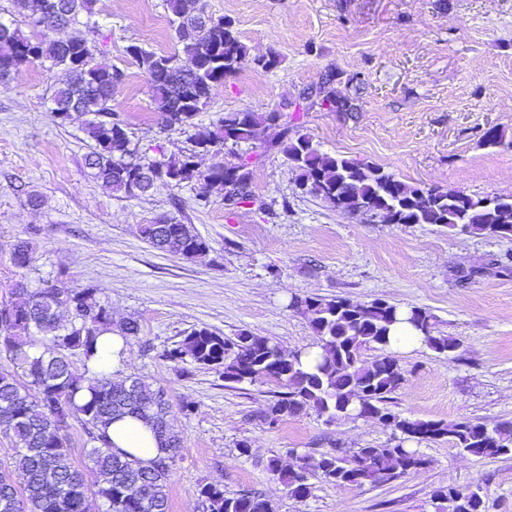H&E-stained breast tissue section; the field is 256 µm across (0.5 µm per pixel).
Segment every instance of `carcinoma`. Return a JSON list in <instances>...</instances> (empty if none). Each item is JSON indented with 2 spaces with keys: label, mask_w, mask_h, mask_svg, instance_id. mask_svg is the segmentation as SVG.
I'll return each instance as SVG.
<instances>
[{
  "label": "carcinoma",
  "mask_w": 512,
  "mask_h": 512,
  "mask_svg": "<svg viewBox=\"0 0 512 512\" xmlns=\"http://www.w3.org/2000/svg\"><path fill=\"white\" fill-rule=\"evenodd\" d=\"M94 2L11 0L12 18L0 20V87H8L16 74L36 62L62 71L66 80L51 95L50 116L60 124L66 121L61 116L65 109L92 116L84 128L94 142L86 164L91 177L116 194L138 197L161 185L202 180L207 188L202 202L207 204L212 197L224 199V178L231 176L239 185V200L226 211L233 214L253 202L248 190L253 161L238 148L263 143L277 110L225 113L196 140L201 152L221 157L205 171L197 167L195 151L159 159L138 156L126 125L112 108V89L123 81V72L97 64L94 45L68 33L81 14L89 31H98ZM165 2L180 50L157 54L132 44L127 52L147 74L163 126L184 129L194 124L224 79L237 71L247 48L232 23L222 17L200 27L204 0ZM16 15L41 29V37L25 36L15 23ZM322 103L338 112L353 109L347 96L327 93ZM281 128L279 146L299 171L298 186L340 211H380L392 224H431L468 234L512 237V195L490 205L486 197L455 189L410 185L379 166L321 151L309 135L300 133L293 117ZM226 153L234 161L222 160ZM140 232L155 249L185 260H202L210 250L190 225L168 214L142 225ZM10 255L19 269L30 268L34 261L33 247L25 241L14 244ZM291 307L308 320L318 338L322 354L312 364L305 360L308 352L286 354L263 336L244 332L228 337L206 328L190 332L163 353L175 364L189 360L212 369L227 383L277 382L283 391L259 415L269 426L309 410L328 422L351 419L363 410L398 434L393 446L359 448L345 455L327 452L318 458L300 455L286 472L271 460L269 471L288 486L291 497L308 498L309 476L315 474L352 487L395 480L424 464L417 451L404 446L409 439L446 437L470 455H512V422L490 427L473 420H418L389 408L391 395L405 380L398 359L388 353L395 324H410L422 335L423 345L438 354L450 355L459 347L455 339L436 330L426 310L382 300L362 304L312 296L295 299ZM112 332L127 344L139 338L140 324L135 319L114 323L110 307L91 286L72 288L46 281L30 288L19 282L10 300L0 304V357L13 364V370L0 371V431L16 443L12 465L0 469V512H86L90 495L107 505V512H169L168 480L181 444L169 424L164 389L142 377L116 383L110 374H91L87 368L78 374L72 368L70 356L77 354L88 363L96 354L99 336ZM368 348L385 355L367 361L362 353ZM125 416L149 425L164 455L144 464L112 447L107 429L112 420ZM75 419L83 422L91 443L85 451L87 464L81 467L72 461L66 434ZM459 490L457 486L436 491L435 512H486L478 491L469 487L461 497ZM198 496L205 512H274L261 496L228 497L218 483L202 485Z\"/></svg>",
  "instance_id": "carcinoma-1"
}]
</instances>
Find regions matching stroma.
I'll list each match as a JSON object with an SVG mask.
<instances>
[{"label": "stroma", "mask_w": 512, "mask_h": 512, "mask_svg": "<svg viewBox=\"0 0 512 512\" xmlns=\"http://www.w3.org/2000/svg\"><path fill=\"white\" fill-rule=\"evenodd\" d=\"M212 16L232 19L247 57L187 130H167L145 72L126 53L138 43L157 53L179 45L164 0H96L98 62L124 73L115 108L139 152L194 151L196 133L227 112H267L302 103L300 130L324 152L373 162L419 187L473 196L512 195V0H205ZM277 54L278 68L253 57ZM355 109L336 112L302 101L326 73ZM59 71L22 70L0 87V301L16 282L38 287L95 286L115 321L140 324L120 376L163 387L182 456L169 479L170 512H203L199 487L225 495L251 491L274 512H434L432 494L479 489L487 512H512V456L477 457L448 440L416 443L424 465L379 485L339 486L311 476L300 500L270 473V460L349 453L393 443L370 419L326 422L314 411L274 427L258 414L279 389L271 381L229 387L215 370L165 361L164 350L202 327L268 338L285 352L315 347L292 296L377 299L432 314L459 344L454 356L426 347L397 352L405 381L393 411L413 419L512 421V238L456 234L429 224H367L303 193L276 144L257 148L253 204L225 212L200 206L205 185L192 181L128 198L105 191L85 165L93 144L86 115L54 123L50 95ZM504 134L498 146L484 133ZM43 199L28 205L29 195ZM175 215L210 245L192 262L153 248L141 225ZM32 241L30 269L14 267V242ZM193 401L194 412L182 409ZM247 442L241 455L239 442Z\"/></svg>", "instance_id": "stroma-1"}]
</instances>
